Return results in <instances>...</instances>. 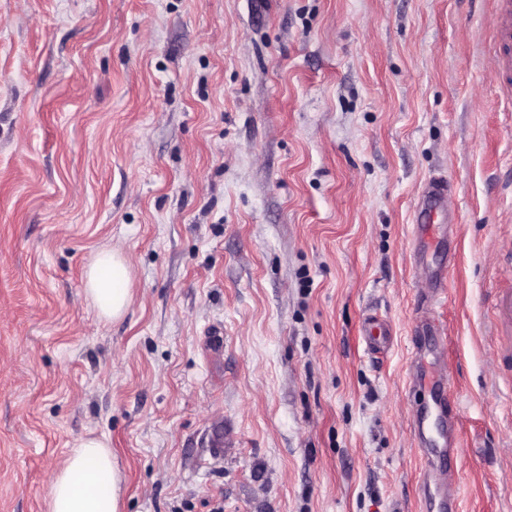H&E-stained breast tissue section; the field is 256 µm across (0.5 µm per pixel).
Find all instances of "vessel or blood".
Segmentation results:
<instances>
[{"mask_svg": "<svg viewBox=\"0 0 512 512\" xmlns=\"http://www.w3.org/2000/svg\"><path fill=\"white\" fill-rule=\"evenodd\" d=\"M491 25L495 31L500 49L499 67L502 75L512 74V0H499ZM452 200L448 186L443 179L430 181L418 196L414 210V223L423 237H434L437 230L450 221ZM420 290L419 312L426 330L435 327V310L446 299L447 289L441 271H427L418 280ZM494 308L498 315L496 323V348L512 356V289L496 288ZM364 341L369 351L377 352L391 343V332L377 317L366 320L363 330ZM430 354L433 363L428 375L433 407L441 413L439 435L445 447V464H425L420 512H459V470L456 458L462 450L458 441V419L447 413L444 395L448 384V365L445 359L443 341H434Z\"/></svg>", "mask_w": 512, "mask_h": 512, "instance_id": "obj_1", "label": "vessel or blood"}]
</instances>
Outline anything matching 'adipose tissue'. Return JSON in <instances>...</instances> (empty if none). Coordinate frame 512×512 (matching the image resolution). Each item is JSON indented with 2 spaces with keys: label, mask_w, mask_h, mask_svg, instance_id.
Wrapping results in <instances>:
<instances>
[{
  "label": "adipose tissue",
  "mask_w": 512,
  "mask_h": 512,
  "mask_svg": "<svg viewBox=\"0 0 512 512\" xmlns=\"http://www.w3.org/2000/svg\"><path fill=\"white\" fill-rule=\"evenodd\" d=\"M86 297L103 319H118L132 302L128 261L120 248L98 252L89 266ZM123 478L108 443L75 440L57 463L48 512H120Z\"/></svg>",
  "instance_id": "1"
}]
</instances>
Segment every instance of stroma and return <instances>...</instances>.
Masks as SVG:
<instances>
[{
  "label": "stroma",
  "mask_w": 512,
  "mask_h": 512,
  "mask_svg": "<svg viewBox=\"0 0 512 512\" xmlns=\"http://www.w3.org/2000/svg\"><path fill=\"white\" fill-rule=\"evenodd\" d=\"M497 4L0 0V512H46L84 436L122 512H418L413 420L439 421L409 385L431 360L413 211L438 177L459 510L512 512ZM115 245L133 301L105 322L85 274ZM498 315L496 348L512 356V289L495 285L494 305ZM364 341L370 352H378L391 344V332L388 325L376 316L366 320L363 330Z\"/></svg>",
  "instance_id": "stroma-1"
}]
</instances>
